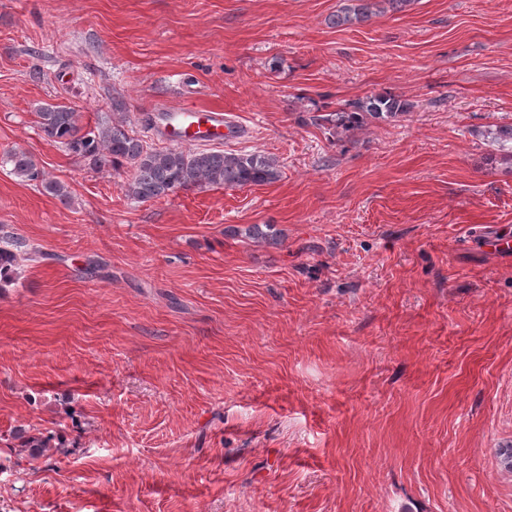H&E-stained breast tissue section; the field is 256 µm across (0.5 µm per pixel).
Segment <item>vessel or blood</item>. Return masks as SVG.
<instances>
[{
  "instance_id": "b4317fda",
  "label": "vessel or blood",
  "mask_w": 512,
  "mask_h": 512,
  "mask_svg": "<svg viewBox=\"0 0 512 512\" xmlns=\"http://www.w3.org/2000/svg\"><path fill=\"white\" fill-rule=\"evenodd\" d=\"M164 117L158 134L166 142L188 146L202 142L223 141L230 124L224 118L223 110L195 106L165 107Z\"/></svg>"
}]
</instances>
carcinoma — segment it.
Masks as SVG:
<instances>
[{
    "label": "carcinoma",
    "mask_w": 512,
    "mask_h": 512,
    "mask_svg": "<svg viewBox=\"0 0 512 512\" xmlns=\"http://www.w3.org/2000/svg\"><path fill=\"white\" fill-rule=\"evenodd\" d=\"M397 7L409 0H350L352 6L336 15V25L365 23L382 12L380 2ZM409 104L393 94H380L367 98L354 110H338L318 115L315 121L336 130H350L369 120L386 121L408 113ZM37 124L43 135L58 143L74 156L89 161L95 168H126L130 177L125 183L126 193L140 201L149 202L165 198L180 190L223 186L243 188L271 183L281 174L279 160L260 152L226 153L221 150L159 149L144 140L126 124L108 118L94 127L80 125L79 109L61 102H44L35 109ZM491 140L501 148L512 150V124L500 125L491 132ZM11 173L26 181L38 182L48 193L65 198V185L44 178V171L28 151L15 149L6 157ZM234 234L247 239L278 243L274 225L252 224ZM28 244L16 237L0 236V281L11 279L12 267ZM13 439L37 459L46 455L48 446L41 437L18 427Z\"/></svg>",
    "instance_id": "cac0c4a2"
}]
</instances>
